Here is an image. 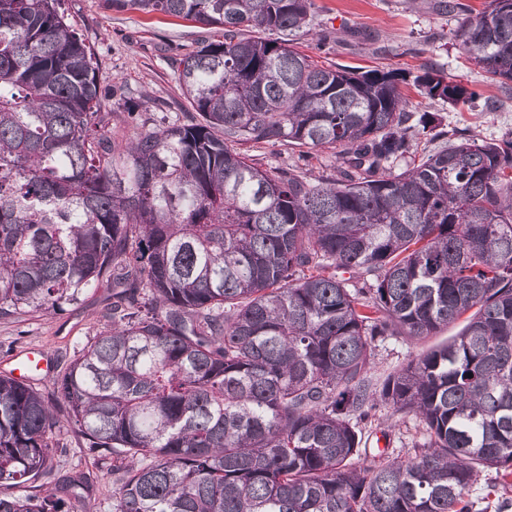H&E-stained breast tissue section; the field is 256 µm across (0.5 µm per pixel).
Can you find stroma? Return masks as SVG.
<instances>
[{
	"mask_svg": "<svg viewBox=\"0 0 512 512\" xmlns=\"http://www.w3.org/2000/svg\"><path fill=\"white\" fill-rule=\"evenodd\" d=\"M315 3L318 22L330 37L326 54L319 57L321 63L412 72L426 64H437L445 76L476 90L481 98L472 107L454 108L440 101H427L414 87H405V94L418 111L439 113L444 127L463 129L487 141L512 132V92L487 83L482 71L455 47L460 14L436 10L434 0ZM64 7L74 28L94 47L102 80L122 82L134 97L150 102L148 118H163L170 123L182 119L180 109L162 112L153 104L180 95L165 58V45H191L199 25L162 16L151 18L136 11L118 13L106 9L104 0H64ZM354 30L369 33L370 41L353 45L350 33ZM111 301V290L101 288L60 314L0 321V374L8 373L14 358L29 351L43 352L53 360L55 370H63L65 358L73 357L89 337L102 329V314ZM460 329L456 323L418 341L394 337L378 342L375 379H383L416 355L445 343ZM56 419L49 448L50 468L40 478V485L60 486L66 476L81 470L89 479L87 512H112L111 457L79 451L77 430L64 408H57ZM423 433L424 427L415 416L395 414L387 407L380 408L375 422L363 430L371 453L385 449L393 456L405 454Z\"/></svg>",
	"mask_w": 512,
	"mask_h": 512,
	"instance_id": "1",
	"label": "stroma"
}]
</instances>
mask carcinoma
I'll list each match as a JSON object with an SVG mask.
<instances>
[{"label": "carcinoma", "mask_w": 512, "mask_h": 512, "mask_svg": "<svg viewBox=\"0 0 512 512\" xmlns=\"http://www.w3.org/2000/svg\"><path fill=\"white\" fill-rule=\"evenodd\" d=\"M61 2L0 0V319L103 285L112 304L54 400L0 375V512H85L84 474L36 485L58 405L122 462L112 512H479L484 471L511 488L512 134L446 131L400 85L477 93L434 65L318 64L295 47L314 0H106L214 30L169 58L191 111L150 126ZM437 6L508 87L512 0ZM276 144L336 164L250 154ZM460 320L373 388L378 341ZM379 405L426 435L358 470Z\"/></svg>", "instance_id": "cac0c4a2"}]
</instances>
